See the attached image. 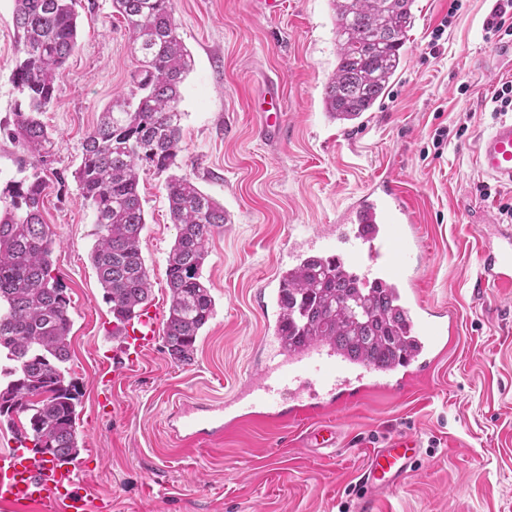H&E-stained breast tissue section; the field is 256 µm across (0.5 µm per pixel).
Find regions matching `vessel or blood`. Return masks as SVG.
<instances>
[{
    "label": "vessel or blood",
    "instance_id": "obj_1",
    "mask_svg": "<svg viewBox=\"0 0 512 512\" xmlns=\"http://www.w3.org/2000/svg\"><path fill=\"white\" fill-rule=\"evenodd\" d=\"M256 112L262 138L282 135L284 113L276 83L266 85ZM473 152L483 174L512 187V118L480 134ZM418 222L397 176L388 170L353 198L335 223L321 230L305 224L289 226L288 249L281 260L282 267L290 270L312 260L333 263L344 269L355 287L385 289L411 337L408 352L396 363L381 369L323 343L287 346L281 284L271 278L261 290L263 359L251 373L247 389L222 403L184 406L168 421L170 435L184 441L220 439L245 423L285 427L307 418L311 424L301 446L315 454L337 448L340 431L334 416L352 402L375 391L402 395L430 378L451 347L458 316L454 310L427 303L418 291L426 267ZM479 260L478 288L512 291L511 225H495ZM163 317L161 306L147 305L122 325L112 371L100 382V408L111 407L118 378L156 348ZM420 455V440L411 432L390 435L371 448L359 477L360 512H375L379 500L401 488ZM80 473L73 464L60 465L16 448L0 450V512H90L92 499L81 485Z\"/></svg>",
    "mask_w": 512,
    "mask_h": 512
}]
</instances>
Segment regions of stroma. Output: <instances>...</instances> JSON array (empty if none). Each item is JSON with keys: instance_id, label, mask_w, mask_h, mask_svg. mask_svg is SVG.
<instances>
[{"instance_id": "35a3bbf8", "label": "stroma", "mask_w": 512, "mask_h": 512, "mask_svg": "<svg viewBox=\"0 0 512 512\" xmlns=\"http://www.w3.org/2000/svg\"><path fill=\"white\" fill-rule=\"evenodd\" d=\"M266 15L254 0H175L179 34L194 59L182 87L181 152L188 176L227 216L207 245L202 275L215 301L195 359L148 352L100 413L97 375L120 342L90 262L99 228L75 178L100 112L135 87L139 64L112 0H76L78 45L41 116L59 147L35 168L8 137L21 95L13 81L14 0H0V190L40 173L42 216L55 239L54 273L70 296L69 377L81 391V481L110 512H338L369 450L416 433L423 464L381 512H512V293L479 290L481 228L501 224L512 188L477 167L476 137L496 120L492 98L512 82V41L483 28L495 0H415L405 59L387 94L362 118L336 123L324 109L336 70L330 0H282ZM277 79L286 133L268 141L254 103ZM450 135L439 138L440 130ZM393 166L421 219L430 301L457 309L460 332L429 383L410 398L377 392L342 411L341 449L316 458L297 426L250 423L223 439L185 443L167 432L180 403L232 397L247 380L262 336L258 290L278 273L292 224L335 223L379 171ZM166 174L141 173L142 256L151 301L168 305V253L177 229Z\"/></svg>"}]
</instances>
